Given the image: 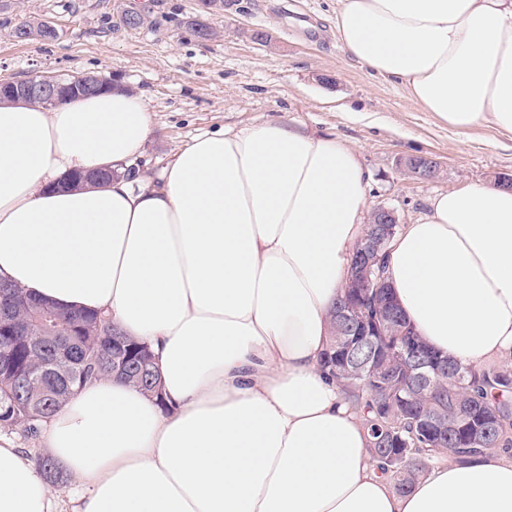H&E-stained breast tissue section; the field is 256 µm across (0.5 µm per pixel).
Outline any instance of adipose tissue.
Returning a JSON list of instances; mask_svg holds the SVG:
<instances>
[{
	"mask_svg": "<svg viewBox=\"0 0 512 512\" xmlns=\"http://www.w3.org/2000/svg\"><path fill=\"white\" fill-rule=\"evenodd\" d=\"M336 35L459 132L512 134V0H338ZM122 85L52 109L0 104V279L97 311L149 347L163 402L86 385L41 429L72 512H512V452L438 454L408 493L321 367L366 226L354 148L278 123L201 134L148 184L151 133ZM110 180L59 188L73 172ZM397 303L458 364L512 368V189L439 194L389 247ZM0 512H58L0 439Z\"/></svg>",
	"mask_w": 512,
	"mask_h": 512,
	"instance_id": "obj_1",
	"label": "adipose tissue"
}]
</instances>
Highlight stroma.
<instances>
[{
    "label": "stroma",
    "mask_w": 512,
    "mask_h": 512,
    "mask_svg": "<svg viewBox=\"0 0 512 512\" xmlns=\"http://www.w3.org/2000/svg\"><path fill=\"white\" fill-rule=\"evenodd\" d=\"M152 25L119 26L116 0H8L0 10V79L100 75L145 97L153 130L134 172L152 175L193 137L279 122L357 150L369 184L366 209L394 208L400 224L429 212L434 195L512 177V134L489 125L449 129L401 85L371 75L336 37V0H224L209 15L216 38L184 20L199 0H132ZM51 22L55 39L20 41L21 22ZM267 32L270 44L254 40ZM440 164L430 182L404 171L409 158Z\"/></svg>",
    "instance_id": "stroma-1"
}]
</instances>
